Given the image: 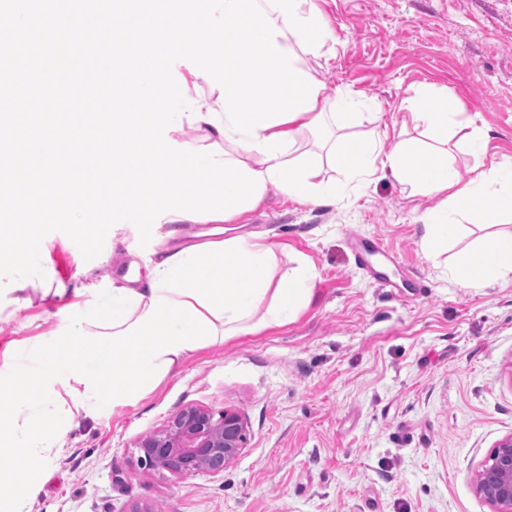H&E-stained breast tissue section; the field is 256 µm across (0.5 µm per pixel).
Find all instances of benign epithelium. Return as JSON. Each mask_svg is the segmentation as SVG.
<instances>
[{"label":"benign epithelium","instance_id":"benign-epithelium-1","mask_svg":"<svg viewBox=\"0 0 512 512\" xmlns=\"http://www.w3.org/2000/svg\"><path fill=\"white\" fill-rule=\"evenodd\" d=\"M246 423L236 411L219 415L187 407L171 416L164 428L138 442L139 462L160 473H219L246 448ZM477 494L491 512H512V435L500 440L473 474Z\"/></svg>","mask_w":512,"mask_h":512}]
</instances>
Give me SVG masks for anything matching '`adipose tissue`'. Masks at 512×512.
<instances>
[{
  "label": "adipose tissue",
  "instance_id": "obj_1",
  "mask_svg": "<svg viewBox=\"0 0 512 512\" xmlns=\"http://www.w3.org/2000/svg\"><path fill=\"white\" fill-rule=\"evenodd\" d=\"M258 2L283 31L277 44L296 52L295 68L304 69V57L324 56L327 36L314 0ZM197 108L205 140L228 144L234 134L218 92L200 97ZM405 109L404 124L422 129L424 141L402 139L384 154L374 140L345 136L331 146L334 169L351 180L392 178L413 196H440L423 236L433 255L448 250L449 213L477 224L512 217L511 161L478 165L464 181L446 160L449 136L464 127L459 100L426 91ZM253 159L254 170L287 199L318 204L336 196L321 167L302 156L288 152L268 161L257 152ZM209 234V240L171 247L142 287L90 278L74 288L82 305L65 306L59 330L18 355L26 385L17 386L14 371L0 370V457L21 455L37 464L59 450L75 414L129 405L201 347L286 323L309 306L313 268L302 265L277 279L273 251L259 236L229 235L220 225ZM456 274L467 282L508 281L512 245L488 238L478 251L458 255ZM33 492L28 468L0 472V512H18Z\"/></svg>",
  "mask_w": 512,
  "mask_h": 512
}]
</instances>
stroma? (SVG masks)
Instances as JSON below:
<instances>
[{
  "label": "stroma",
  "instance_id": "35a3bbf8",
  "mask_svg": "<svg viewBox=\"0 0 512 512\" xmlns=\"http://www.w3.org/2000/svg\"><path fill=\"white\" fill-rule=\"evenodd\" d=\"M329 52L309 61L329 90L352 92L354 135L392 150L403 104L422 86L457 97L485 155L449 142L460 174L483 158L512 160V0H314ZM335 203L286 199L269 188L234 221L274 247L275 276L307 261L310 305L287 324L198 350L136 403L76 417L59 454L43 458L24 512H491L471 475L512 434V282L464 284L454 258L488 232L512 239V219L488 227L449 217L448 251L422 246L434 198L405 197L391 178L348 182ZM205 227L155 219L148 244L129 225L98 257L54 231L41 241L46 280L0 307V368L52 335L69 289L93 273L109 284L146 277L162 249ZM387 251L357 259V241ZM67 288L64 298L44 288ZM238 411L240 456L218 474L172 475L138 463L139 439L177 411Z\"/></svg>",
  "mask_w": 512,
  "mask_h": 512
}]
</instances>
